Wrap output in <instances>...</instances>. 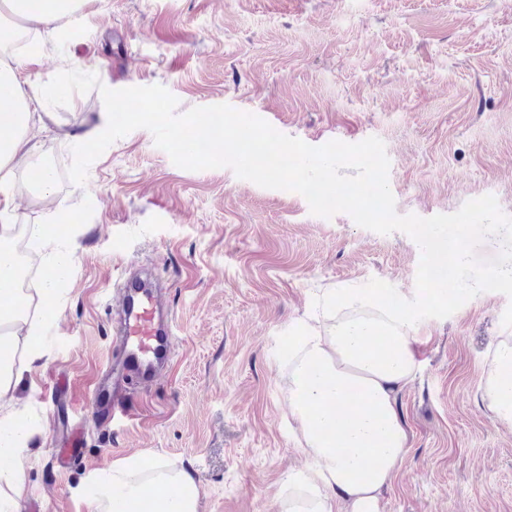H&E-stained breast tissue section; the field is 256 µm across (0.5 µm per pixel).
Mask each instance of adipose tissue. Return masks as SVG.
I'll list each match as a JSON object with an SVG mask.
<instances>
[{
    "label": "adipose tissue",
    "mask_w": 512,
    "mask_h": 512,
    "mask_svg": "<svg viewBox=\"0 0 512 512\" xmlns=\"http://www.w3.org/2000/svg\"><path fill=\"white\" fill-rule=\"evenodd\" d=\"M84 0H0V17L49 24L74 14ZM15 55L0 49V86L8 87L9 109L0 114V280L17 273L11 213L15 164L40 150L28 137L35 93L26 89ZM23 295L0 287V352L18 360L0 364V402L11 398L33 364L46 358L37 342L44 322L17 314ZM324 329L298 331L288 339V409L298 424L300 444L311 459L289 474L282 512H378L382 491L404 459L407 436L397 396L418 368L417 331L411 316L385 297L336 286L323 296ZM496 418L512 424V341H499L484 388ZM37 430L0 411V512H14L22 493V464ZM157 490L152 512H196L200 487L186 469L160 459L132 455L113 465L112 477L96 483L109 512H128L145 486Z\"/></svg>",
    "instance_id": "1"
}]
</instances>
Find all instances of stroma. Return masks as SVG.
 Returning a JSON list of instances; mask_svg holds the SVG:
<instances>
[{"label": "stroma", "mask_w": 512, "mask_h": 512, "mask_svg": "<svg viewBox=\"0 0 512 512\" xmlns=\"http://www.w3.org/2000/svg\"><path fill=\"white\" fill-rule=\"evenodd\" d=\"M18 28L0 20V43L34 87L76 69L111 89L165 86L181 113L227 104L314 147L375 136L398 214H450L491 194L512 216V0H85L52 25L27 22L34 49L11 40ZM50 113L28 131L42 150L15 169L11 221L71 212L76 260L62 296L36 304L49 356L17 393L19 420L40 427L18 512H105L89 479L134 454L192 471L198 512H280L289 473L308 461L286 400L290 332L339 283L376 278L413 299L419 245L345 213L313 215L299 193L227 167L179 168L145 129L73 184L64 170L75 140L107 113L95 89ZM49 158L61 169L38 204L21 183ZM129 272L163 286L168 364L129 378L132 418L108 424L107 405L89 408L82 448L61 462L72 400L123 355ZM511 304L491 291L418 322V370L397 396L408 451L379 512H512V424L484 399Z\"/></svg>", "instance_id": "35a3bbf8"}]
</instances>
